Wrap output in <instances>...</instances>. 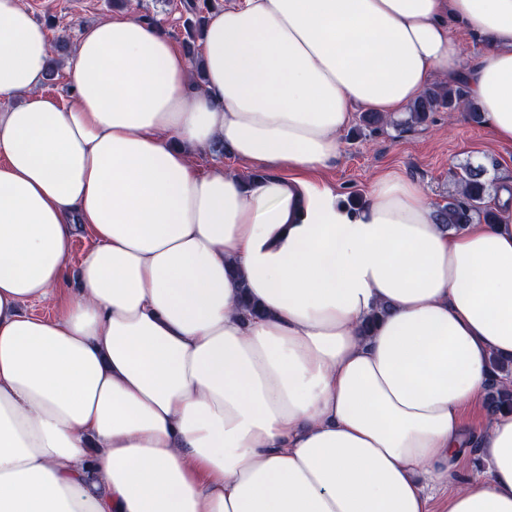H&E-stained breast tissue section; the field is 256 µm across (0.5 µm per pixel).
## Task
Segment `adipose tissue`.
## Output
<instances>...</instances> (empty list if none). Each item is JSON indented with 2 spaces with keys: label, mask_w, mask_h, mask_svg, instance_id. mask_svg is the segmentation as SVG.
Instances as JSON below:
<instances>
[{
  "label": "adipose tissue",
  "mask_w": 512,
  "mask_h": 512,
  "mask_svg": "<svg viewBox=\"0 0 512 512\" xmlns=\"http://www.w3.org/2000/svg\"><path fill=\"white\" fill-rule=\"evenodd\" d=\"M201 52L197 86L112 16L65 104L0 0V512H512V412L464 419L512 358V218L454 232L398 172L355 210L320 180L354 113L438 80L512 144V0H237ZM217 142L260 179L199 170Z\"/></svg>",
  "instance_id": "ef3b65f1"
}]
</instances>
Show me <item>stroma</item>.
<instances>
[{
  "instance_id": "35a3bbf8",
  "label": "stroma",
  "mask_w": 512,
  "mask_h": 512,
  "mask_svg": "<svg viewBox=\"0 0 512 512\" xmlns=\"http://www.w3.org/2000/svg\"><path fill=\"white\" fill-rule=\"evenodd\" d=\"M34 18L46 25L50 37H64L67 50L60 61L70 57L83 27L111 17L112 0H24ZM138 17H150L164 27L175 44L185 38L187 13L183 0H140ZM480 165L492 184L488 202L501 203L502 187L512 185V145L498 143L488 129L470 120L467 113H434L426 125L410 130L387 126L375 132L345 131L335 166L322 180L337 194L339 201L350 195L367 197L373 180L388 170L417 182L431 205L444 203L456 193L452 172L465 165Z\"/></svg>"
}]
</instances>
